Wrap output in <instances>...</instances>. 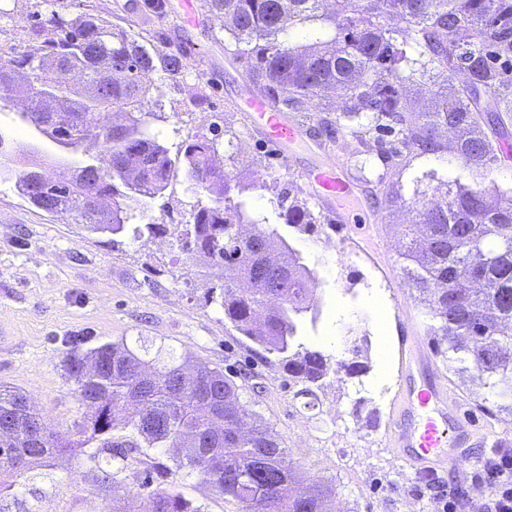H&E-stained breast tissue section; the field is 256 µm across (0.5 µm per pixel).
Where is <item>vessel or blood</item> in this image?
I'll list each match as a JSON object with an SVG mask.
<instances>
[{"label": "vessel or blood", "mask_w": 512, "mask_h": 512, "mask_svg": "<svg viewBox=\"0 0 512 512\" xmlns=\"http://www.w3.org/2000/svg\"><path fill=\"white\" fill-rule=\"evenodd\" d=\"M255 127L277 148L286 153L303 141L305 128L286 121L277 105L268 97L248 93L243 100ZM308 179L338 228H345L347 208L344 201L352 188L345 174L332 164L311 170ZM407 357L404 382L394 400L390 415V441L413 475L442 472L456 474L466 451L459 448L462 437L471 435V422L447 393L445 383L429 359L419 350L415 337L401 339ZM427 372L426 380L416 383L414 369Z\"/></svg>", "instance_id": "obj_1"}]
</instances>
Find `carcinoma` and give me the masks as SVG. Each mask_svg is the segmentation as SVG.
Segmentation results:
<instances>
[{"instance_id": "1", "label": "carcinoma", "mask_w": 512, "mask_h": 512, "mask_svg": "<svg viewBox=\"0 0 512 512\" xmlns=\"http://www.w3.org/2000/svg\"><path fill=\"white\" fill-rule=\"evenodd\" d=\"M44 9L32 34L50 31L38 59L0 65V109L15 105V72L31 75L21 120L58 145L95 149L98 163L36 186L30 166L0 164V179L33 207L109 237L112 247L169 235L180 249L224 271L210 300L248 340L275 355L298 393L312 399L330 370L322 351L299 342L304 315L318 316L310 288L315 273L245 192L276 196L277 218L300 234L315 232L322 214L279 187L276 178L243 184L231 175L234 157L200 134L183 148L176 168L159 132L144 120L147 100L161 95L153 75L173 78L181 54L160 53L92 13L66 18L58 0ZM247 60L249 82L282 112H309L330 144L343 126L365 159L354 178L399 205H412L400 273L429 317L427 334L448 372L476 391L503 400L512 414V189H487L445 177L437 169L413 179L410 198L396 176L408 155L451 154L465 169L498 161L512 125V0H208ZM408 85H429L427 108L405 97ZM341 105H336V93ZM123 121H109L114 108ZM384 170L366 175L367 156ZM195 173L192 223L148 220L151 200L164 196L178 171ZM442 192L426 199L427 189ZM67 380L90 417L63 434L33 412L26 397L0 388V474L17 477L54 456L93 448L95 479L104 485L139 448H161L172 466L155 470L145 512H203L173 488L185 471L238 506L239 512H323L333 489L296 470L278 437L246 416L240 387L214 368L156 351L146 359L125 342L66 352ZM0 481V512H33Z\"/></svg>"}]
</instances>
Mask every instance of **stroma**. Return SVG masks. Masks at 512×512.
Returning <instances> with one entry per match:
<instances>
[{"instance_id":"obj_1","label":"stroma","mask_w":512,"mask_h":512,"mask_svg":"<svg viewBox=\"0 0 512 512\" xmlns=\"http://www.w3.org/2000/svg\"><path fill=\"white\" fill-rule=\"evenodd\" d=\"M164 4L160 15L148 0H60L68 15L97 13L131 33L153 35L159 49L182 51L181 74L164 79L162 96L145 106L171 150L195 135L232 127L233 175L247 183L275 174L321 210L317 188L305 183L302 172L328 158L349 168L356 159L344 147L349 134L337 130L331 148L321 134H310L284 158L239 108L247 64L225 50L224 30L206 0H195L191 19L183 0ZM0 9L8 14L0 21V45L16 55H38L41 44L29 27L39 0H0ZM0 141L45 156L55 171H73L85 159L83 151H63L23 126L12 108L0 111ZM353 194L351 233L326 226L309 236L278 227L318 280L319 317L301 330L306 346L334 364L351 361L353 346L366 352L363 372H330L309 408L287 372L209 301L220 269L183 253L171 238L112 247L106 237L33 208L13 182L0 180V385L19 390L53 427L67 431L88 414L63 367L77 340L98 345L123 339L133 348L191 357L233 379L248 372L251 384L240 396L250 416L279 435L302 475L334 485L342 512H404L410 499L418 512H428L430 499L422 491L430 478L410 475L388 430L390 405L402 384L401 336L414 335L422 352H435L426 318L399 273L400 227L412 214L371 195L363 184H354ZM193 201L190 184L180 176L154 203L153 214L167 224H184ZM445 380L458 403L475 413L476 435L466 443L470 460L460 469L466 477L485 456L480 436L512 448V434L503 427L512 415L496 411L495 400L479 404L464 379L449 374ZM165 460L158 448L132 454L115 477V487L126 491L125 512H143L146 471ZM94 467L84 454H66L18 479L14 492L32 512H112L113 487L92 480Z\"/></svg>"}]
</instances>
